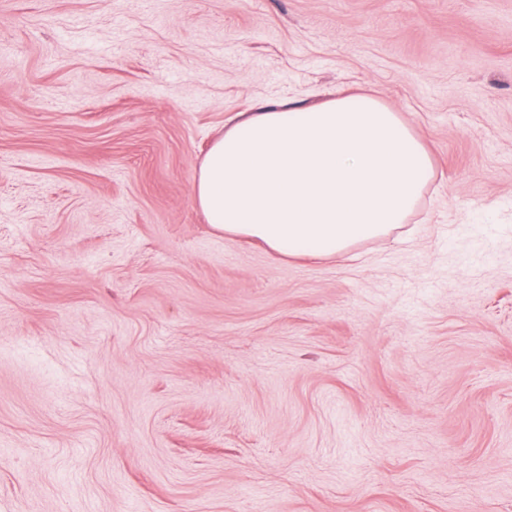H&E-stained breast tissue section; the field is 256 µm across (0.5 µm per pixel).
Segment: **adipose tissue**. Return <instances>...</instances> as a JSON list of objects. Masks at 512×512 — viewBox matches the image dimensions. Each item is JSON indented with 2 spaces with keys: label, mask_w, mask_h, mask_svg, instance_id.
I'll return each mask as SVG.
<instances>
[{
  "label": "adipose tissue",
  "mask_w": 512,
  "mask_h": 512,
  "mask_svg": "<svg viewBox=\"0 0 512 512\" xmlns=\"http://www.w3.org/2000/svg\"><path fill=\"white\" fill-rule=\"evenodd\" d=\"M434 176L401 113L370 95L240 112L191 188L208 224L281 257L329 259L406 223Z\"/></svg>",
  "instance_id": "obj_1"
}]
</instances>
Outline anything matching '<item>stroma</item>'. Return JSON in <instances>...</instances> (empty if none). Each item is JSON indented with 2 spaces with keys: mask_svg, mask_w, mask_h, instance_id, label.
Instances as JSON below:
<instances>
[{
  "mask_svg": "<svg viewBox=\"0 0 512 512\" xmlns=\"http://www.w3.org/2000/svg\"><path fill=\"white\" fill-rule=\"evenodd\" d=\"M348 86L407 223L212 229L225 120ZM0 512H512V0H0Z\"/></svg>",
  "mask_w": 512,
  "mask_h": 512,
  "instance_id": "35a3bbf8",
  "label": "stroma"
}]
</instances>
